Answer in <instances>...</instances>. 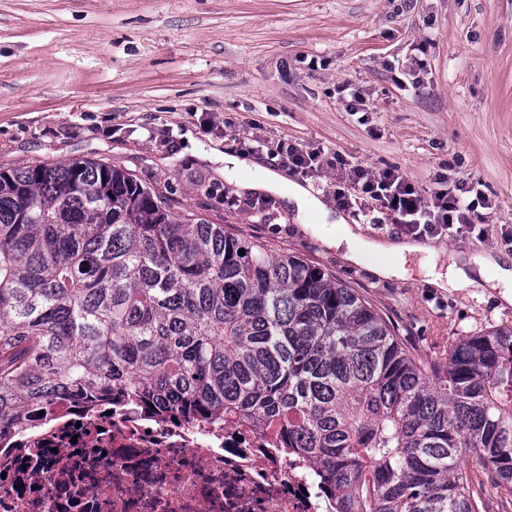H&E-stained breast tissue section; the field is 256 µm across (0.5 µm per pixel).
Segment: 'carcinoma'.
Returning a JSON list of instances; mask_svg holds the SVG:
<instances>
[{
    "instance_id": "cac0c4a2",
    "label": "carcinoma",
    "mask_w": 512,
    "mask_h": 512,
    "mask_svg": "<svg viewBox=\"0 0 512 512\" xmlns=\"http://www.w3.org/2000/svg\"><path fill=\"white\" fill-rule=\"evenodd\" d=\"M115 396L280 423L337 512L512 507V327L420 361L335 276L120 165H0V431Z\"/></svg>"
}]
</instances>
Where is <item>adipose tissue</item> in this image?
<instances>
[{
  "label": "adipose tissue",
  "instance_id": "adipose-tissue-1",
  "mask_svg": "<svg viewBox=\"0 0 512 512\" xmlns=\"http://www.w3.org/2000/svg\"><path fill=\"white\" fill-rule=\"evenodd\" d=\"M224 169L241 175L240 188L247 191L282 193L288 207L294 210L298 220H306L309 215H317L322 221L339 226L340 242L346 243L345 260L359 263L364 251L384 255V263L374 265L372 272L380 278H390L403 274L406 257L412 253L423 252L424 247L408 241H373L362 243L358 226L348 224L344 215L333 212L309 189L297 182L288 180L280 171L265 169L259 177H250L251 165L247 160L228 156L224 159ZM494 280L501 289L500 299L504 304L512 305V269L505 267L503 259L487 257L478 271H471L465 264L451 263L446 273L432 275L431 286L444 289L468 288L476 286L481 280Z\"/></svg>",
  "mask_w": 512,
  "mask_h": 512
}]
</instances>
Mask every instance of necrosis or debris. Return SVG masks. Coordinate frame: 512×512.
<instances>
[{
  "label": "necrosis or debris",
  "mask_w": 512,
  "mask_h": 512,
  "mask_svg": "<svg viewBox=\"0 0 512 512\" xmlns=\"http://www.w3.org/2000/svg\"><path fill=\"white\" fill-rule=\"evenodd\" d=\"M0 512H336V499L275 428L61 400L0 433Z\"/></svg>",
  "instance_id": "4bbe7bcc"
}]
</instances>
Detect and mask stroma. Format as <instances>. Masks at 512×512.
Here are the masks:
<instances>
[{
  "instance_id": "obj_1",
  "label": "stroma",
  "mask_w": 512,
  "mask_h": 512,
  "mask_svg": "<svg viewBox=\"0 0 512 512\" xmlns=\"http://www.w3.org/2000/svg\"><path fill=\"white\" fill-rule=\"evenodd\" d=\"M344 84L367 111H349ZM281 140L321 150L323 169L286 168ZM226 154L285 169L331 206L340 154L425 193L474 185L492 207L474 230L423 236L434 255L380 279L344 259L336 225L299 224L279 196L241 190ZM77 156L132 170L176 216L223 219L324 268L421 359L512 325L497 290L427 283L448 252L512 258V0H0V164Z\"/></svg>"
}]
</instances>
